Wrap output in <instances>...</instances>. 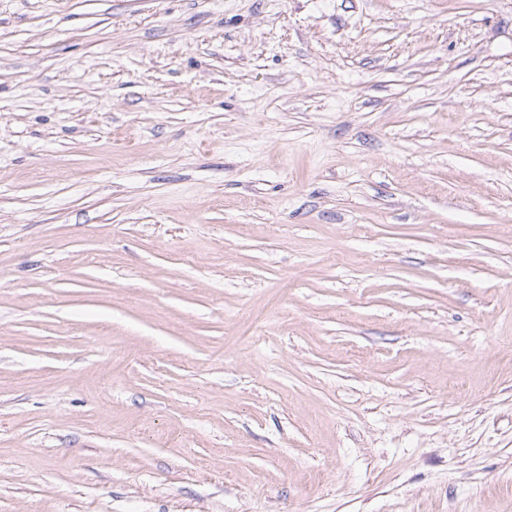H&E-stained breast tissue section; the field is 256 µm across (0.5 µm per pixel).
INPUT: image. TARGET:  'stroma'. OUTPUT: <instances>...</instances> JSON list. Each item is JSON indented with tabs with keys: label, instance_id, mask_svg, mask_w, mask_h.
<instances>
[{
	"label": "stroma",
	"instance_id": "obj_1",
	"mask_svg": "<svg viewBox=\"0 0 512 512\" xmlns=\"http://www.w3.org/2000/svg\"><path fill=\"white\" fill-rule=\"evenodd\" d=\"M0 512H512V0H0Z\"/></svg>",
	"mask_w": 512,
	"mask_h": 512
}]
</instances>
